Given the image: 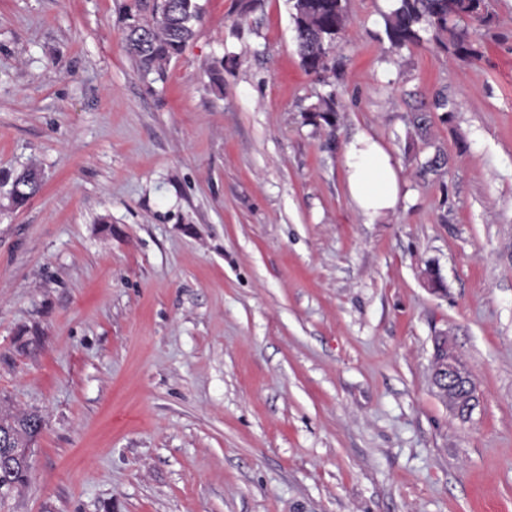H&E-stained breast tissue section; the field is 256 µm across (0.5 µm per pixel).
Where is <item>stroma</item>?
I'll return each mask as SVG.
<instances>
[{
	"label": "stroma",
	"instance_id": "stroma-1",
	"mask_svg": "<svg viewBox=\"0 0 512 512\" xmlns=\"http://www.w3.org/2000/svg\"><path fill=\"white\" fill-rule=\"evenodd\" d=\"M198 3L145 76L121 0H0V403L44 418L0 512H512V0L470 24L476 59L392 52L395 0H348L328 84L289 0ZM333 89L331 141L302 111ZM440 93L456 112L415 139ZM361 132L401 178L382 218L347 192ZM454 110L455 105L448 101V97L438 95L428 109L425 105L411 107L408 113V122L415 135L423 139L427 136L432 124V112H443L440 120L445 122L448 121V115ZM39 175L36 168H28L13 179L10 199L14 205H23L40 190L42 182ZM438 340L444 344L446 355L440 358L435 353L432 384L439 397L448 405V410L455 416L466 418L477 404V400L467 401L466 396L465 401L462 397L467 385H473L471 373L462 366L449 339L442 336Z\"/></svg>",
	"mask_w": 512,
	"mask_h": 512
}]
</instances>
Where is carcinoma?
Masks as SVG:
<instances>
[{
	"label": "carcinoma",
	"instance_id": "cac0c4a2",
	"mask_svg": "<svg viewBox=\"0 0 512 512\" xmlns=\"http://www.w3.org/2000/svg\"><path fill=\"white\" fill-rule=\"evenodd\" d=\"M291 18L297 33L300 63L308 74L324 81L336 77L341 62L336 58V41L348 22L346 0H291ZM396 8L385 19V36L391 49L399 51L423 42V34L460 57H474L467 23L492 20L486 0H396ZM125 44L141 70L164 73L165 66L181 55L195 35L201 8L197 0H124L120 6ZM455 105L438 95L430 107H412L408 122L416 136H427L432 113L448 121ZM340 104L336 93L318 98L305 110L306 120L335 137ZM41 187L40 172L28 168L12 182L10 199L16 206L26 203ZM42 416L37 412L13 414L0 409V507L30 473V447L40 433Z\"/></svg>",
	"mask_w": 512,
	"mask_h": 512
}]
</instances>
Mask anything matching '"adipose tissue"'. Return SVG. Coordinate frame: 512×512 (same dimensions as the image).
<instances>
[{
	"label": "adipose tissue",
	"instance_id": "ef3b65f1",
	"mask_svg": "<svg viewBox=\"0 0 512 512\" xmlns=\"http://www.w3.org/2000/svg\"><path fill=\"white\" fill-rule=\"evenodd\" d=\"M344 164L349 195L365 216H383L396 208L399 175L379 142L358 135L345 147Z\"/></svg>",
	"mask_w": 512,
	"mask_h": 512
}]
</instances>
